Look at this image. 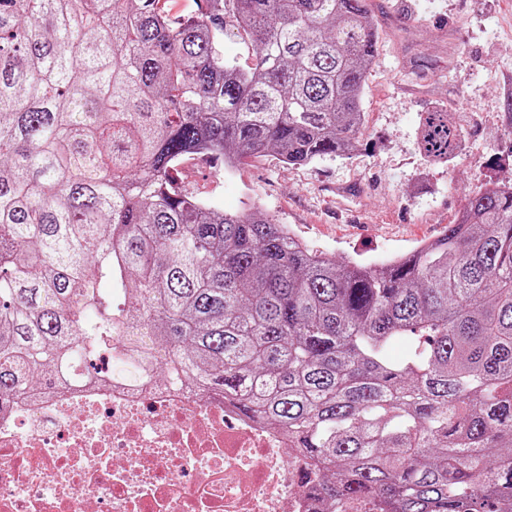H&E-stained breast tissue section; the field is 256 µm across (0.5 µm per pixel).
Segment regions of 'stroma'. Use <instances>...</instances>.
<instances>
[{"instance_id": "obj_1", "label": "stroma", "mask_w": 512, "mask_h": 512, "mask_svg": "<svg viewBox=\"0 0 512 512\" xmlns=\"http://www.w3.org/2000/svg\"><path fill=\"white\" fill-rule=\"evenodd\" d=\"M377 59L362 109L366 135L345 157L289 165L267 153L229 174L195 159L183 185L227 211L250 203L336 260L403 254L454 223L466 193L512 179V0H366ZM466 129L449 164L420 154V112Z\"/></svg>"}]
</instances>
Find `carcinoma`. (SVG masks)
I'll return each mask as SVG.
<instances>
[{"mask_svg": "<svg viewBox=\"0 0 512 512\" xmlns=\"http://www.w3.org/2000/svg\"><path fill=\"white\" fill-rule=\"evenodd\" d=\"M0 0V405L59 359L123 349L334 467L368 512L512 505V181L384 264L338 261L177 166L355 151L377 32L365 0ZM250 40L224 58L227 21ZM455 113H421L452 161ZM405 345L400 355L393 348Z\"/></svg>", "mask_w": 512, "mask_h": 512, "instance_id": "cac0c4a2", "label": "carcinoma"}]
</instances>
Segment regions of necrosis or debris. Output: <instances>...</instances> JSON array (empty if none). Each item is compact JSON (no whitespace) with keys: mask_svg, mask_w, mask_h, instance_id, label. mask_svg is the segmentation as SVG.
<instances>
[{"mask_svg":"<svg viewBox=\"0 0 512 512\" xmlns=\"http://www.w3.org/2000/svg\"><path fill=\"white\" fill-rule=\"evenodd\" d=\"M37 385L0 409V512H317L287 440L222 398L142 376Z\"/></svg>","mask_w":512,"mask_h":512,"instance_id":"necrosis-or-debris-1","label":"necrosis or debris"}]
</instances>
